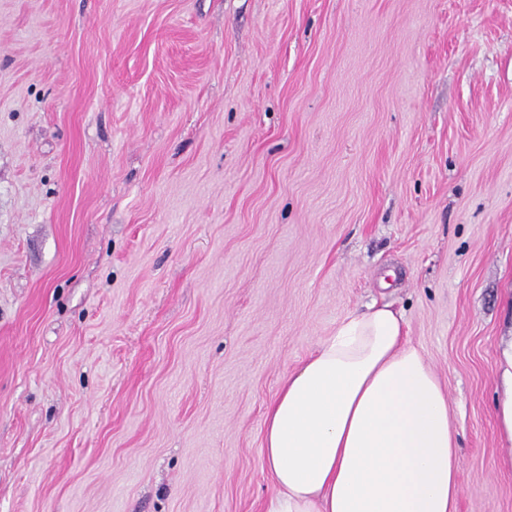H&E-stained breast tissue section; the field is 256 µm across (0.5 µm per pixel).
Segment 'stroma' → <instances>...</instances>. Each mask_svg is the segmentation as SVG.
<instances>
[{"instance_id":"obj_1","label":"stroma","mask_w":512,"mask_h":512,"mask_svg":"<svg viewBox=\"0 0 512 512\" xmlns=\"http://www.w3.org/2000/svg\"><path fill=\"white\" fill-rule=\"evenodd\" d=\"M374 301L512 512V0H0V512H260ZM505 363L504 375L511 388L499 406V419L509 440L512 441V344L509 350L504 352Z\"/></svg>"}]
</instances>
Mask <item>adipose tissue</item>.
I'll return each instance as SVG.
<instances>
[{
	"mask_svg": "<svg viewBox=\"0 0 512 512\" xmlns=\"http://www.w3.org/2000/svg\"><path fill=\"white\" fill-rule=\"evenodd\" d=\"M261 458L262 512H455L461 494L447 392L388 304L344 317L282 378Z\"/></svg>",
	"mask_w": 512,
	"mask_h": 512,
	"instance_id": "obj_1",
	"label": "adipose tissue"
}]
</instances>
